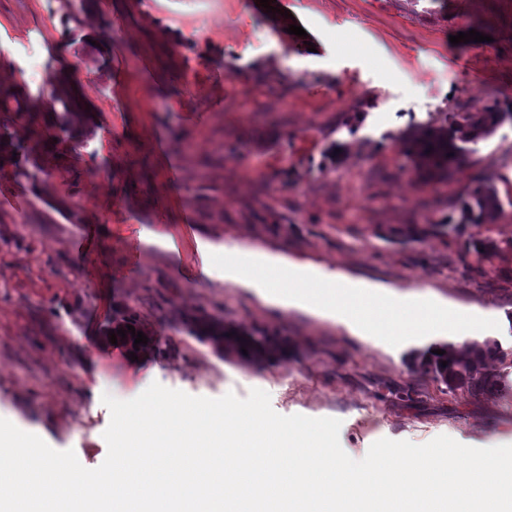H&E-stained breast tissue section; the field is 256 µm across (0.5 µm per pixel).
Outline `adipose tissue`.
Listing matches in <instances>:
<instances>
[{
	"label": "adipose tissue",
	"mask_w": 512,
	"mask_h": 512,
	"mask_svg": "<svg viewBox=\"0 0 512 512\" xmlns=\"http://www.w3.org/2000/svg\"><path fill=\"white\" fill-rule=\"evenodd\" d=\"M197 251L202 275L219 276L225 283L250 289L279 311L295 303L303 305L364 336H410L439 330L463 341L476 333L466 313L435 311L417 294L381 297L341 281L334 273H310L264 252L258 253V262L252 265L236 243L217 249L201 242Z\"/></svg>",
	"instance_id": "ef3b65f1"
}]
</instances>
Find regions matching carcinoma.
I'll return each instance as SVG.
<instances>
[{"mask_svg": "<svg viewBox=\"0 0 512 512\" xmlns=\"http://www.w3.org/2000/svg\"><path fill=\"white\" fill-rule=\"evenodd\" d=\"M512 118V109L505 112L497 106H483L462 116L464 124L457 130L448 131L442 127H430L418 137H410L409 149L420 161L421 167L429 172L445 173L460 161L463 147L458 142H474L490 134L505 118ZM500 209L499 200L492 186H478L463 202L461 223L485 224L493 221ZM189 332L201 339L224 338V354L236 355L242 359L262 362L275 358L279 346L268 338L248 337L232 327H226L215 320L196 319ZM248 354H243L241 348ZM445 354L438 355L427 350L420 355L419 366L435 378L450 386H463L472 394H482L497 386L491 374L481 372L487 361L495 359L497 349L481 347L476 343L463 350L451 345L442 347ZM447 365H442V362Z\"/></svg>", "mask_w": 512, "mask_h": 512, "instance_id": "cac0c4a2", "label": "carcinoma"}]
</instances>
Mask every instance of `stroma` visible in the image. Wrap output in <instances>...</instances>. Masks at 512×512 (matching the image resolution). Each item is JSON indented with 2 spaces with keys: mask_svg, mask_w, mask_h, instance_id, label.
Instances as JSON below:
<instances>
[{
  "mask_svg": "<svg viewBox=\"0 0 512 512\" xmlns=\"http://www.w3.org/2000/svg\"><path fill=\"white\" fill-rule=\"evenodd\" d=\"M276 5L0 0V418L84 467L107 454L101 394L130 400L154 381L209 398L260 388L278 414L340 419L356 460L382 438L512 443V119L445 177L402 143L512 105V0ZM469 30L485 41L451 44ZM62 87L81 122L66 123ZM481 182L500 211L462 223ZM87 224L98 241L75 254ZM187 229L472 311L499 345V387L475 397L415 365L455 337L356 336L201 276L193 245L161 238ZM204 313L277 336L284 358L219 355L188 330ZM126 314L152 340L153 377L105 342Z\"/></svg>",
  "mask_w": 512,
  "mask_h": 512,
  "instance_id": "35a3bbf8",
  "label": "stroma"
}]
</instances>
